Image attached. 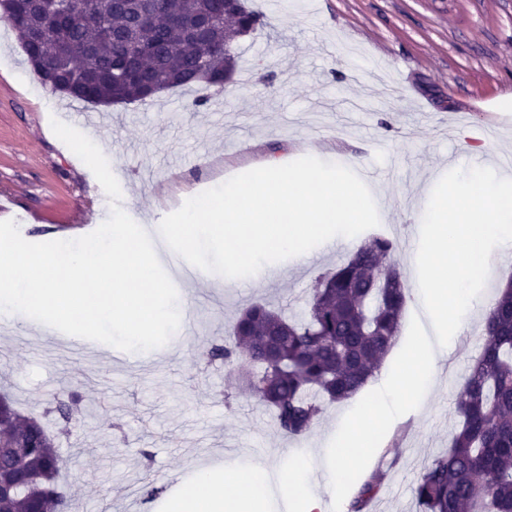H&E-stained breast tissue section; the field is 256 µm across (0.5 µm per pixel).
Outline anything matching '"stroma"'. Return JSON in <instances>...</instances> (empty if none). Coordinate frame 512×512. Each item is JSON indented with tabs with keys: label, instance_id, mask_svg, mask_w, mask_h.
<instances>
[{
	"label": "stroma",
	"instance_id": "obj_1",
	"mask_svg": "<svg viewBox=\"0 0 512 512\" xmlns=\"http://www.w3.org/2000/svg\"><path fill=\"white\" fill-rule=\"evenodd\" d=\"M264 26L235 46L237 94L175 88L146 101L112 106L71 102L34 75L16 33L0 21V203L26 225L32 243L77 235L108 218L110 201L92 171L69 153L50 120L95 128L130 215L154 222L229 178L269 159L304 156L375 172L369 190L380 223L367 234L336 237L288 263L278 281L227 288L203 273L179 301H192L198 334H174L129 368L74 360L28 328L0 336V393L53 426L54 393L80 397L70 436L58 441L59 482L75 512H107L125 493L135 512H159L191 472L258 463L281 467L339 427L351 402L332 403L309 434L287 439L271 413L240 386L237 373L210 359L245 304L267 302L300 315L317 278L369 236L391 239L408 285L417 280L408 252L420 226L418 201L435 173L483 160L501 169L512 155V0H247ZM204 96L203 108H191ZM93 112V123L79 115ZM485 341L482 317L459 333L441 363L435 391L393 422L373 463L392 462L373 512H418L412 489L456 430L455 401ZM159 488L156 498L146 484Z\"/></svg>",
	"mask_w": 512,
	"mask_h": 512
}]
</instances>
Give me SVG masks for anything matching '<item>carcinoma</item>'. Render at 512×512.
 I'll use <instances>...</instances> for the list:
<instances>
[{
  "label": "carcinoma",
  "mask_w": 512,
  "mask_h": 512,
  "mask_svg": "<svg viewBox=\"0 0 512 512\" xmlns=\"http://www.w3.org/2000/svg\"><path fill=\"white\" fill-rule=\"evenodd\" d=\"M224 0H156L148 24L131 9L72 13L36 10L32 0H0V14L18 34L31 68L53 90L95 106L148 99L157 80L166 88L217 85L231 75L236 42L262 25L240 5L229 27L216 24L195 38L174 24L204 11L224 12ZM140 47L147 57L136 59ZM409 298L393 243L372 237L336 270L316 280L306 310L289 318L266 303L242 308L214 357L253 375V394L271 409L286 438L305 436L326 402L354 398L376 375L399 336ZM486 340L456 402L458 428L448 450L419 476L418 512H512V280L486 317ZM0 512H72L58 483L59 455L51 434L0 395ZM62 430L70 431L75 394L54 397ZM387 476L379 467L355 491L348 512H368Z\"/></svg>",
  "instance_id": "1"
}]
</instances>
